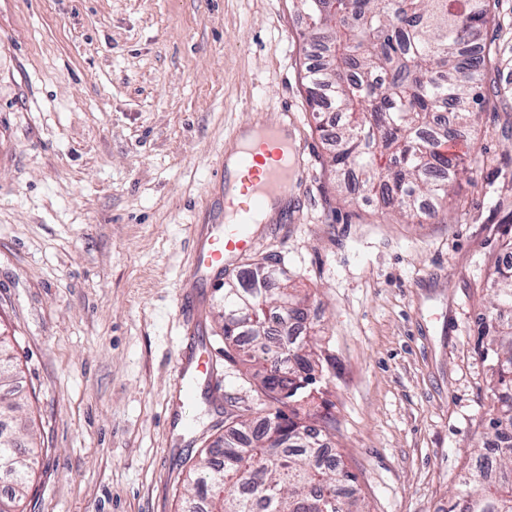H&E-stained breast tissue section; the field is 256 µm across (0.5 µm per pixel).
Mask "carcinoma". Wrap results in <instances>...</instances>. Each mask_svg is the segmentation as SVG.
Returning <instances> with one entry per match:
<instances>
[{
	"label": "carcinoma",
	"instance_id": "carcinoma-1",
	"mask_svg": "<svg viewBox=\"0 0 512 512\" xmlns=\"http://www.w3.org/2000/svg\"><path fill=\"white\" fill-rule=\"evenodd\" d=\"M306 44L324 48L305 68L311 108L342 114L335 135H322L330 167L354 172L355 185L403 218L424 202L448 199L472 171L441 111L470 126L485 100L483 31L489 0H299ZM224 357L248 365L259 405L273 411L254 426V413L224 424L223 460L200 459L188 474L183 512H367L355 476L332 448L323 372L332 361L316 332L304 325L305 299L290 288L274 258L247 265L223 283ZM512 264H496L488 313L478 317L483 356L490 359L489 429L494 456L458 475L448 512H512ZM17 366L8 337H0V388ZM28 450L0 427V476L12 491L0 512L23 504L39 451L33 423L23 426Z\"/></svg>",
	"mask_w": 512,
	"mask_h": 512
}]
</instances>
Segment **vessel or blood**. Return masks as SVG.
<instances>
[{"label":"vessel or blood","mask_w":512,"mask_h":512,"mask_svg":"<svg viewBox=\"0 0 512 512\" xmlns=\"http://www.w3.org/2000/svg\"><path fill=\"white\" fill-rule=\"evenodd\" d=\"M276 122L258 132L255 143L241 147L236 164L218 156L212 175L224 191V221L206 228L196 247L189 279L211 288L222 285L224 265L248 253L256 243L253 226L259 223L270 203L286 196L296 173V148L283 136ZM211 367L197 359L194 369L175 366L173 380L182 398H189L199 378L209 376Z\"/></svg>","instance_id":"vessel-or-blood-1"}]
</instances>
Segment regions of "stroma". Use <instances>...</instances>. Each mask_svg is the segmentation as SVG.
<instances>
[{"label": "stroma", "instance_id": "obj_1", "mask_svg": "<svg viewBox=\"0 0 512 512\" xmlns=\"http://www.w3.org/2000/svg\"><path fill=\"white\" fill-rule=\"evenodd\" d=\"M295 0H0V332L44 440L33 512H181L190 457L219 458L224 413L258 404L224 357L219 292L195 330L214 377L178 402L191 247L223 220L214 156L288 119L296 190L228 265L275 257L321 328L333 446L369 512H446L488 428L484 285L512 228V0L486 41L479 159L436 216L343 195L302 84Z\"/></svg>", "mask_w": 512, "mask_h": 512}]
</instances>
